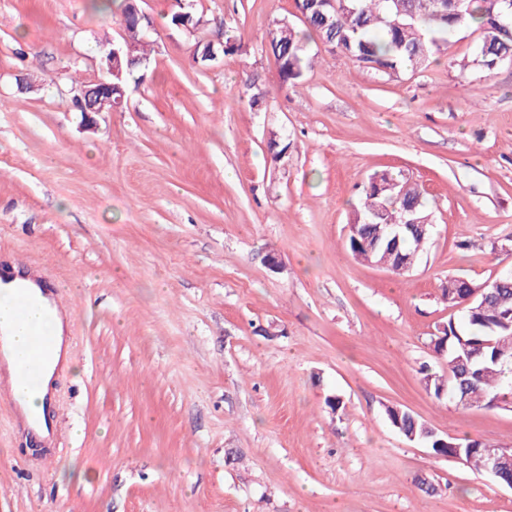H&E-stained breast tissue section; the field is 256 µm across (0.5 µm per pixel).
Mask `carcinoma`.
<instances>
[{"label":"carcinoma","instance_id":"1","mask_svg":"<svg viewBox=\"0 0 512 512\" xmlns=\"http://www.w3.org/2000/svg\"><path fill=\"white\" fill-rule=\"evenodd\" d=\"M306 11L304 28L288 33L274 26L268 31L273 57L284 84L294 85L310 64L307 45L318 39L360 67L388 78L404 70L420 71L448 45V36L477 26L481 31L478 53L459 64L462 71L480 68L492 71L512 59V0H336L329 11L320 0H300ZM415 216L432 223L431 212L420 189L390 171H376L360 190L356 210L357 231H348L346 246L352 256L369 265L402 275L414 267L428 239L405 225L407 208ZM467 279L450 276L442 286L448 306H463L460 323L448 320L431 344L446 366L443 373L420 368L425 389L439 396L446 385L460 386L461 363L474 346L490 341L484 356L473 363L475 381L490 400L503 404L512 400V385L503 380L512 372V283L497 279L481 284L495 289L484 302L477 298L462 305ZM392 427L405 438L432 448L435 454L453 458L476 471L484 469L486 444L472 439H448L411 412L400 407L386 408Z\"/></svg>","mask_w":512,"mask_h":512}]
</instances>
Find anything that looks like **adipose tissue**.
<instances>
[{"label": "adipose tissue", "instance_id": "1", "mask_svg": "<svg viewBox=\"0 0 512 512\" xmlns=\"http://www.w3.org/2000/svg\"><path fill=\"white\" fill-rule=\"evenodd\" d=\"M53 336L37 381L28 382L18 394L22 418L38 437L47 432L40 420L46 409V397L58 371L72 367L69 341V316L55 308L34 273L17 270L13 277L0 282V370L13 376L14 367L25 354L29 324Z\"/></svg>", "mask_w": 512, "mask_h": 512}]
</instances>
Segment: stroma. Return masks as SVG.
Segmentation results:
<instances>
[{"mask_svg": "<svg viewBox=\"0 0 512 512\" xmlns=\"http://www.w3.org/2000/svg\"><path fill=\"white\" fill-rule=\"evenodd\" d=\"M140 7L149 59L90 128L69 90L101 77L120 11L0 0V260L71 298L78 367L54 455L0 405V512H512V489L386 416L512 448V411L435 398L418 372L443 368L442 282L512 272V61L460 72L473 27L388 79L316 40L286 86L265 40L295 0ZM228 35L240 52L194 58ZM380 170L433 211L403 277L345 245Z\"/></svg>", "mask_w": 512, "mask_h": 512, "instance_id": "obj_1", "label": "stroma"}]
</instances>
